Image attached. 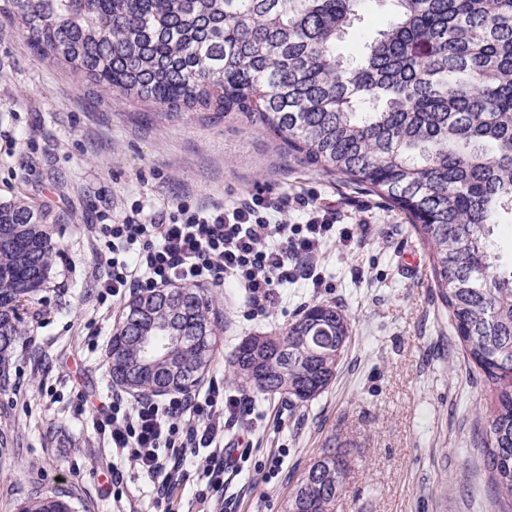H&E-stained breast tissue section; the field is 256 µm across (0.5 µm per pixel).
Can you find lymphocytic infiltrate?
Masks as SVG:
<instances>
[{
    "mask_svg": "<svg viewBox=\"0 0 512 512\" xmlns=\"http://www.w3.org/2000/svg\"><path fill=\"white\" fill-rule=\"evenodd\" d=\"M287 206V199L258 191L229 207L180 203L147 216L137 206L118 222L88 225L94 250L105 257L97 284L121 299L178 284L230 283L243 290L250 315H265L285 284L304 279L323 287L314 260L329 240L350 238L337 232L335 210L301 199L305 222L287 224L280 218ZM254 404V396L226 391L215 380L201 391L159 398L116 393L94 427L116 454L172 489L185 479L179 461L189 454H205L206 476L236 471L239 445L226 434L248 422Z\"/></svg>",
    "mask_w": 512,
    "mask_h": 512,
    "instance_id": "obj_1",
    "label": "lymphocytic infiltrate"
}]
</instances>
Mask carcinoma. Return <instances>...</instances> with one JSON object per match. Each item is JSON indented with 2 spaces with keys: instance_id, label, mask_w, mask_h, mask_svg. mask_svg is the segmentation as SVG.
Wrapping results in <instances>:
<instances>
[{
  "instance_id": "1",
  "label": "carcinoma",
  "mask_w": 512,
  "mask_h": 512,
  "mask_svg": "<svg viewBox=\"0 0 512 512\" xmlns=\"http://www.w3.org/2000/svg\"><path fill=\"white\" fill-rule=\"evenodd\" d=\"M366 0H0L41 55L118 100L239 113L296 157L409 216L467 361L494 387L481 432L501 512H512V266L492 239L512 214V0H393L394 18L346 68L336 40ZM366 100L384 103L359 112ZM66 216L0 203V389L27 347L25 315L52 274ZM221 320L197 286L135 294L112 333V381L189 391L209 371ZM351 340L340 306L304 307L288 328L245 338L229 381L296 409L336 378ZM350 452L326 448L284 512H335ZM20 512H76L59 495Z\"/></svg>"
}]
</instances>
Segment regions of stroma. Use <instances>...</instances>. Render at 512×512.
Wrapping results in <instances>:
<instances>
[{
  "label": "stroma",
  "mask_w": 512,
  "mask_h": 512,
  "mask_svg": "<svg viewBox=\"0 0 512 512\" xmlns=\"http://www.w3.org/2000/svg\"><path fill=\"white\" fill-rule=\"evenodd\" d=\"M393 9L391 0H371L359 11L336 42L340 60L358 59ZM259 189L317 199L352 238L327 243L318 259L326 287L287 284L264 316L247 317L239 289L208 285L224 325L209 378L226 381L242 338L284 330L313 303L343 306L352 341L335 382L316 400L293 410L287 399L257 397L242 473L214 501L233 498L232 512H283L298 478L334 443L354 459L336 512H499L479 445L493 387L454 338L428 251L406 216L304 164L243 117L113 102L76 71L39 56L4 14L0 202L27 196L69 219L56 230L60 250L35 300L30 347L0 390V512L52 494L78 512H197L208 485L195 463L169 505H160L151 481L94 429L117 388L106 354L125 303L99 296L84 228L137 205L148 213L180 202L208 208ZM274 456L283 464L272 476Z\"/></svg>",
  "instance_id": "1"
}]
</instances>
